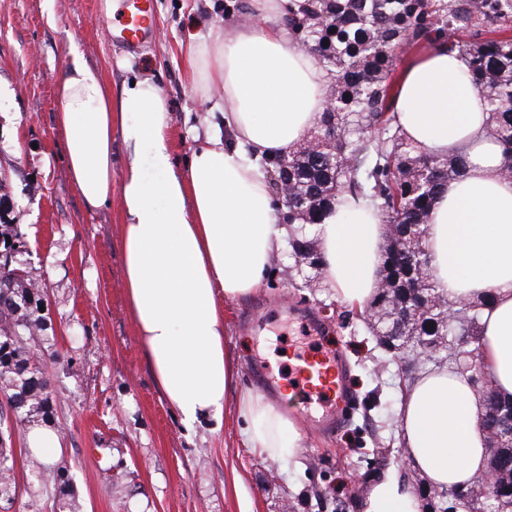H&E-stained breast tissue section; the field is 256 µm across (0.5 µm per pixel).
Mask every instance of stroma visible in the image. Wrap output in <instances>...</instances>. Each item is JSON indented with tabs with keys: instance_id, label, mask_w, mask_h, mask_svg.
I'll return each mask as SVG.
<instances>
[{
	"instance_id": "obj_1",
	"label": "stroma",
	"mask_w": 512,
	"mask_h": 512,
	"mask_svg": "<svg viewBox=\"0 0 512 512\" xmlns=\"http://www.w3.org/2000/svg\"><path fill=\"white\" fill-rule=\"evenodd\" d=\"M247 0H157L159 29L140 52L112 45L94 0H0V80L15 91L0 105V192L27 242L23 260L46 293L47 313L65 358L47 365L61 437L56 460L33 465L23 433L12 446L18 492L0 512H330L319 495L348 501L371 484L376 436L403 458L395 418L397 369L375 373L383 349L357 319L323 313L335 302L314 269L277 258L264 288L225 302L228 348L243 366L240 390L279 401L305 351L340 353L349 403L342 428L302 427L292 461L260 456L238 443L240 423L226 410L220 431L183 427L156 383L125 292L120 196L88 208L67 173L57 127V82L73 51L113 90L148 78L171 112L174 160L187 165L197 132L223 127L221 89L202 99L190 81L184 45L224 31L227 10ZM239 485H231L233 474Z\"/></svg>"
}]
</instances>
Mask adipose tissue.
Masks as SVG:
<instances>
[{
  "label": "adipose tissue",
  "mask_w": 512,
  "mask_h": 512,
  "mask_svg": "<svg viewBox=\"0 0 512 512\" xmlns=\"http://www.w3.org/2000/svg\"><path fill=\"white\" fill-rule=\"evenodd\" d=\"M301 0H249L229 33L186 47L192 82L224 93V131L209 133L178 168L170 110L151 81L113 94L74 54L58 80L66 166L87 206L121 196L125 288L155 381L185 428L221 419L235 403L240 443L280 460L296 458L302 435L262 394L235 396L240 365L227 351L223 301L253 294L289 235L260 171L310 138L329 104L322 61L291 39L283 21ZM392 110L406 138L435 153L468 148V166L439 194L427 226L429 274L451 301L492 294L482 317L479 360L495 390L512 396V180L487 138L481 94L446 42L404 70ZM126 161L112 183V139ZM314 232L322 272L336 297L363 308L379 280L386 227L370 210H338ZM472 383L443 366L399 390L395 427L413 469L438 487L472 482L489 445ZM364 512H422L394 473H381Z\"/></svg>",
  "instance_id": "ef3b65f1"
}]
</instances>
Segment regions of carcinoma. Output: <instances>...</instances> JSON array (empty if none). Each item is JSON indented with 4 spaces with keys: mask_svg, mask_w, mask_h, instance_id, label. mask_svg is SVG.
Instances as JSON below:
<instances>
[{
    "mask_svg": "<svg viewBox=\"0 0 512 512\" xmlns=\"http://www.w3.org/2000/svg\"><path fill=\"white\" fill-rule=\"evenodd\" d=\"M511 19L512 0H305L299 13L288 15V31L333 73V108L321 113L306 143L288 152V179L272 182L288 198V223L295 228L286 255L297 266H321L319 241L307 229L350 197L387 225L380 283L365 325L376 337L395 338L406 370L448 363L468 376L482 395L484 429L505 472H512V399H500L477 355L461 348L478 342L490 295L450 303L428 274L430 211L464 172L467 152L438 155L406 139L394 125L391 98L396 51L447 38L448 51L457 52L486 102L489 135L502 148L501 173L512 178V38L496 36ZM458 32L468 40L451 39ZM24 246L20 225L1 220L0 252L9 258H0V394L13 405L14 421L0 407V430L49 424L46 360L62 358L39 310L43 291L16 260ZM419 293L424 300L403 320V302ZM15 469L13 449L0 444V501L16 495ZM459 512H512V494L487 485Z\"/></svg>",
    "mask_w": 512,
    "mask_h": 512,
    "instance_id": "cac0c4a2",
    "label": "carcinoma"
}]
</instances>
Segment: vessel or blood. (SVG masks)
<instances>
[{
  "instance_id": "1",
  "label": "vessel or blood",
  "mask_w": 512,
  "mask_h": 512,
  "mask_svg": "<svg viewBox=\"0 0 512 512\" xmlns=\"http://www.w3.org/2000/svg\"><path fill=\"white\" fill-rule=\"evenodd\" d=\"M112 20L113 25L107 30L110 40L128 51H138L158 30L154 0H112ZM294 372L296 388L304 401L341 397V367L335 356H303Z\"/></svg>"
}]
</instances>
